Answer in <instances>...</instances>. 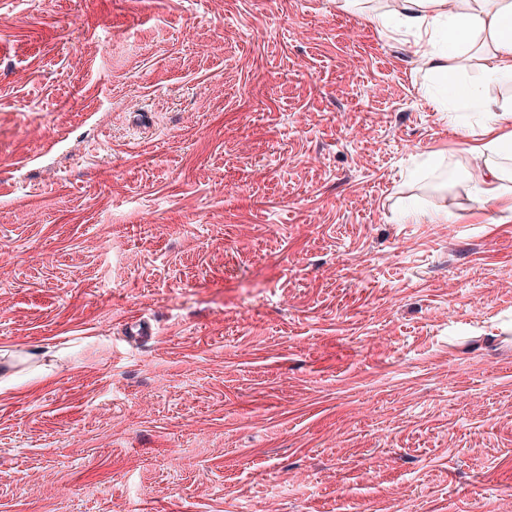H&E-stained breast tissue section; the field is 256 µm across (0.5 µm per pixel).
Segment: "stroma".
<instances>
[{"mask_svg":"<svg viewBox=\"0 0 512 512\" xmlns=\"http://www.w3.org/2000/svg\"><path fill=\"white\" fill-rule=\"evenodd\" d=\"M393 3L0 0V512H512V218Z\"/></svg>","mask_w":512,"mask_h":512,"instance_id":"stroma-1","label":"stroma"}]
</instances>
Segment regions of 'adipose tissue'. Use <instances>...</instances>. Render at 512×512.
<instances>
[{
	"instance_id": "adipose-tissue-1",
	"label": "adipose tissue",
	"mask_w": 512,
	"mask_h": 512,
	"mask_svg": "<svg viewBox=\"0 0 512 512\" xmlns=\"http://www.w3.org/2000/svg\"><path fill=\"white\" fill-rule=\"evenodd\" d=\"M396 32L414 34V52L440 76L446 90L463 98L483 117L475 144L467 152L483 170L476 189L483 200L512 213V177L500 159L512 157V131L493 111L479 86L467 79L466 63L480 51L485 74L512 78V0H398Z\"/></svg>"
}]
</instances>
